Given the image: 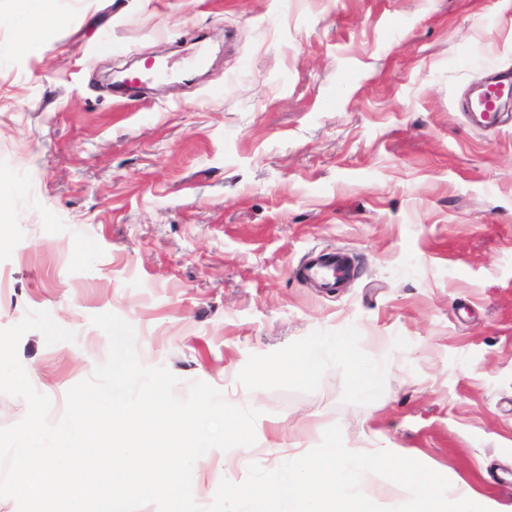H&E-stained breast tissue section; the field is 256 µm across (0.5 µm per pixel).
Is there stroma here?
<instances>
[{
  "mask_svg": "<svg viewBox=\"0 0 512 512\" xmlns=\"http://www.w3.org/2000/svg\"><path fill=\"white\" fill-rule=\"evenodd\" d=\"M201 41L192 82L111 88ZM509 67L512 0H0V329L75 333L18 345L51 421L112 312L178 397L261 412L253 446L196 462L199 505L337 423L512 512V129L460 109ZM317 247L352 257L344 288L298 276ZM315 341L317 371L281 372ZM340 341L384 368L376 399Z\"/></svg>",
  "mask_w": 512,
  "mask_h": 512,
  "instance_id": "1",
  "label": "stroma"
}]
</instances>
